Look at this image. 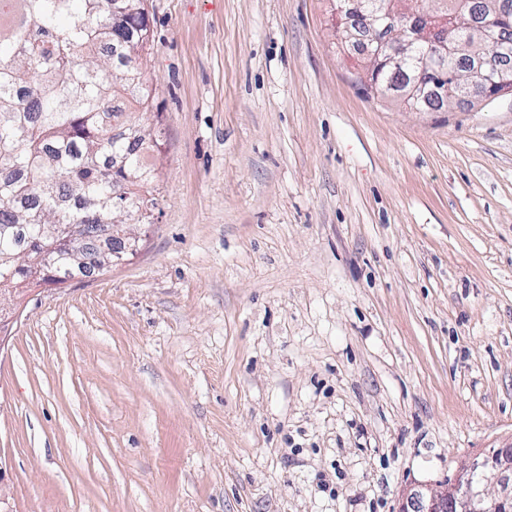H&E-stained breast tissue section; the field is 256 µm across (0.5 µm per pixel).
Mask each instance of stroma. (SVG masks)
<instances>
[{
  "mask_svg": "<svg viewBox=\"0 0 512 512\" xmlns=\"http://www.w3.org/2000/svg\"><path fill=\"white\" fill-rule=\"evenodd\" d=\"M159 205L11 305L10 512H396L512 445V95H363L330 0H147Z\"/></svg>",
  "mask_w": 512,
  "mask_h": 512,
  "instance_id": "35a3bbf8",
  "label": "stroma"
}]
</instances>
